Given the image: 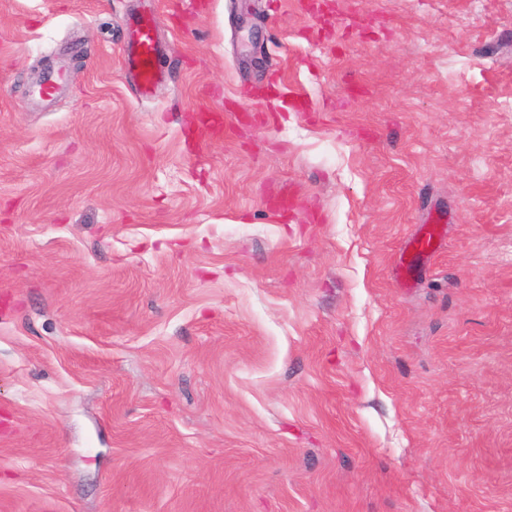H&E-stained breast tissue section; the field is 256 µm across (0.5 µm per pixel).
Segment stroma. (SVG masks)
Segmentation results:
<instances>
[{"label":"stroma","mask_w":512,"mask_h":512,"mask_svg":"<svg viewBox=\"0 0 512 512\" xmlns=\"http://www.w3.org/2000/svg\"><path fill=\"white\" fill-rule=\"evenodd\" d=\"M294 2L0 0V512H512V0ZM128 25L133 29L134 38L124 55V67L132 86L140 97L151 94L157 82L156 57L159 45L156 38L158 23L154 17L130 18Z\"/></svg>","instance_id":"1"}]
</instances>
